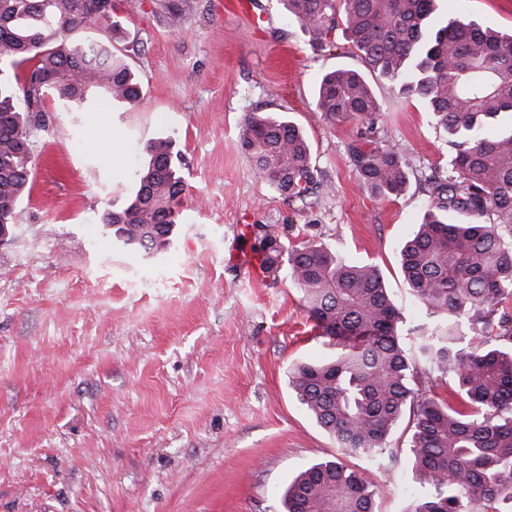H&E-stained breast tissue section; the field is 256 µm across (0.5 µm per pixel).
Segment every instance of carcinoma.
<instances>
[{
  "mask_svg": "<svg viewBox=\"0 0 512 512\" xmlns=\"http://www.w3.org/2000/svg\"><path fill=\"white\" fill-rule=\"evenodd\" d=\"M309 40L333 47L338 17L354 48L380 76L416 98L448 134V175L432 181L433 202L401 250V271L428 311L413 348L399 333L400 309L379 268L354 264L316 244L286 248L269 237L266 263L287 254L309 319L331 350L300 362L290 387L342 454L395 461L387 440L410 414V480L426 493L409 512H512V33L458 19L435 21L436 0H279ZM112 0H0V224L13 223L30 193L31 130L47 96L82 104L94 95L133 105L142 88L110 41L72 35L108 21ZM324 117L374 133L380 104L364 76L338 68L321 78ZM241 146L254 169L287 197L314 185L300 129L260 112L243 122ZM150 156L131 202L103 223L126 246L150 253L168 244L181 211L182 177L172 141ZM359 181L377 196L402 192L400 150L368 139L352 147ZM474 337H469V334ZM450 374L448 397L422 391L419 372ZM380 490L340 459H324L288 485L286 512H377Z\"/></svg>",
  "mask_w": 512,
  "mask_h": 512,
  "instance_id": "carcinoma-1",
  "label": "carcinoma"
}]
</instances>
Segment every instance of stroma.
Segmentation results:
<instances>
[{"instance_id": "35a3bbf8", "label": "stroma", "mask_w": 512, "mask_h": 512, "mask_svg": "<svg viewBox=\"0 0 512 512\" xmlns=\"http://www.w3.org/2000/svg\"><path fill=\"white\" fill-rule=\"evenodd\" d=\"M114 0L111 39L139 77L138 105L75 112L46 98L32 131L29 196L0 242V512H284L282 493L335 440L288 386L297 361L329 354L316 338L287 263L262 257L266 237L322 245L381 270L404 317L427 321L403 279L399 251L432 203L428 179L448 172V136L418 100L373 72L343 27L322 49L279 0ZM448 18L512 31V0H438ZM359 71L383 112L377 135L398 147L409 181L378 197L351 153L362 125L316 107L321 77ZM249 112L294 122L320 183L308 204L255 173L241 147ZM172 138L183 179L181 222L168 249L123 246L105 211L124 206L145 145ZM409 432L388 438L393 466L348 458L406 512L414 490Z\"/></svg>"}]
</instances>
